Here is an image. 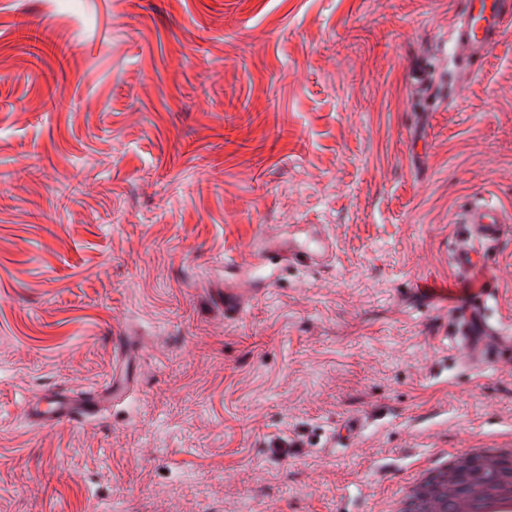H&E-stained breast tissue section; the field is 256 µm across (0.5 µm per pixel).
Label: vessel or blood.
Wrapping results in <instances>:
<instances>
[{"instance_id": "obj_1", "label": "vessel or blood", "mask_w": 512, "mask_h": 512, "mask_svg": "<svg viewBox=\"0 0 512 512\" xmlns=\"http://www.w3.org/2000/svg\"><path fill=\"white\" fill-rule=\"evenodd\" d=\"M510 27L512 0H460L458 23L452 35L457 61L470 66L480 65ZM461 215L468 242L451 249L450 262L458 276L467 279L486 269V247L501 238L503 228L512 222V216L490 196L468 203ZM328 252L327 242L320 241L312 247L289 248L281 255L280 262L284 265L315 263L325 258ZM492 296L491 286L474 289L457 319L458 346L477 360L487 359L501 350L506 338L488 318L487 307ZM113 342L119 365L107 381L82 393H73L63 387L45 390L38 399L28 403L27 422L36 427L60 423L86 425L100 418L113 402L133 389L137 384V342L130 336L114 337Z\"/></svg>"}]
</instances>
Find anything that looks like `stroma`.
<instances>
[{
    "mask_svg": "<svg viewBox=\"0 0 512 512\" xmlns=\"http://www.w3.org/2000/svg\"><path fill=\"white\" fill-rule=\"evenodd\" d=\"M456 14L0 0V512H382L439 449L512 433V353L458 350L472 284L448 259L463 201L512 210V28L469 70ZM312 233L328 265L263 287L257 238ZM488 251L507 332L512 223ZM122 333L124 403L25 422L32 396L104 382Z\"/></svg>",
    "mask_w": 512,
    "mask_h": 512,
    "instance_id": "35a3bbf8",
    "label": "stroma"
}]
</instances>
